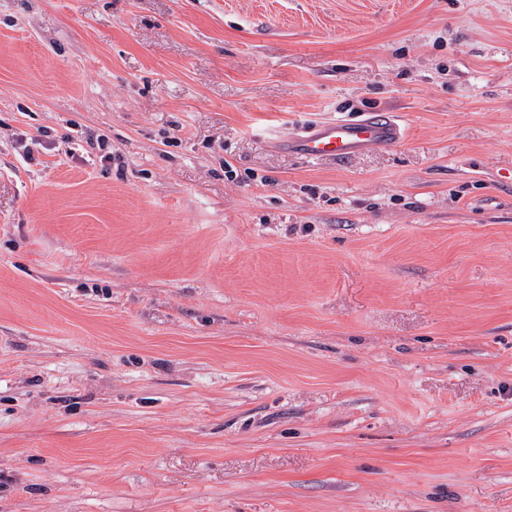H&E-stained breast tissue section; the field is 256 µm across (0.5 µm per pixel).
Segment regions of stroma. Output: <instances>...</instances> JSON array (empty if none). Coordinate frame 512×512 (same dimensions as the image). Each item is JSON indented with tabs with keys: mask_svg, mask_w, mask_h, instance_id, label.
I'll return each mask as SVG.
<instances>
[{
	"mask_svg": "<svg viewBox=\"0 0 512 512\" xmlns=\"http://www.w3.org/2000/svg\"><path fill=\"white\" fill-rule=\"evenodd\" d=\"M0 512H512V0H0ZM404 138L397 120L388 113H368L358 119L324 121L313 128L280 139L294 153L309 156H328L346 161L360 151L385 148Z\"/></svg>",
	"mask_w": 512,
	"mask_h": 512,
	"instance_id": "1",
	"label": "stroma"
}]
</instances>
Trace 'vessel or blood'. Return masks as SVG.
<instances>
[{
  "mask_svg": "<svg viewBox=\"0 0 512 512\" xmlns=\"http://www.w3.org/2000/svg\"><path fill=\"white\" fill-rule=\"evenodd\" d=\"M403 137V130L392 115L374 112L357 119L324 121L312 128H302L287 138L286 144L303 156L345 161L366 149L397 144Z\"/></svg>",
  "mask_w": 512,
  "mask_h": 512,
  "instance_id": "obj_1",
  "label": "vessel or blood"
}]
</instances>
